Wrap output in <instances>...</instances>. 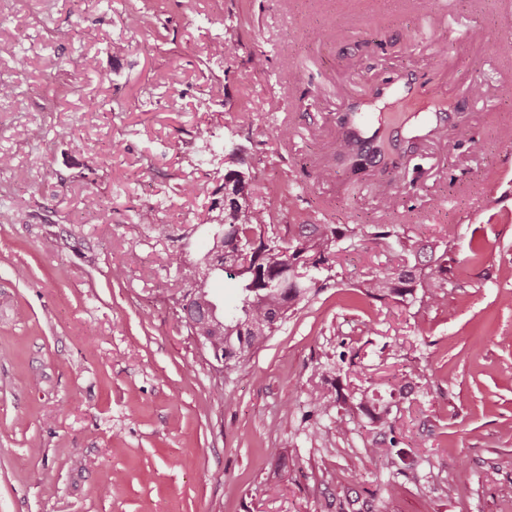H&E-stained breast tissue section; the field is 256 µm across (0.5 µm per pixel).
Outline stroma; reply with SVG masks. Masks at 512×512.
I'll list each match as a JSON object with an SVG mask.
<instances>
[{
    "mask_svg": "<svg viewBox=\"0 0 512 512\" xmlns=\"http://www.w3.org/2000/svg\"><path fill=\"white\" fill-rule=\"evenodd\" d=\"M147 1L155 28L131 34ZM499 8L0 0V512H512V58L461 37L511 35ZM228 35L237 52L213 56ZM49 76L63 90L50 109ZM373 98L385 158L355 168L336 144ZM231 143L292 199L281 223L391 221L421 250L340 251L327 287L228 369L172 296L212 231L197 216ZM147 208L164 233L138 224ZM431 243L459 261L437 306ZM403 262L421 275L411 294H362L365 275Z\"/></svg>",
    "mask_w": 512,
    "mask_h": 512,
    "instance_id": "obj_1",
    "label": "stroma"
}]
</instances>
